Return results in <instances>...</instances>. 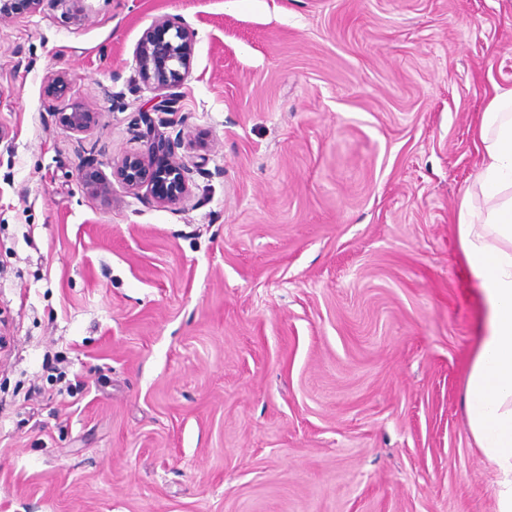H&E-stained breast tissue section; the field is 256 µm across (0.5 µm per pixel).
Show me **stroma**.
Here are the masks:
<instances>
[{
  "mask_svg": "<svg viewBox=\"0 0 512 512\" xmlns=\"http://www.w3.org/2000/svg\"><path fill=\"white\" fill-rule=\"evenodd\" d=\"M161 16L195 33L176 210L112 176ZM498 85L512 0H12L0 512H496L455 214ZM71 112H58V120L72 132L77 134L87 133L94 122L93 112L88 110L82 104H72Z\"/></svg>",
  "mask_w": 512,
  "mask_h": 512,
  "instance_id": "stroma-1",
  "label": "stroma"
}]
</instances>
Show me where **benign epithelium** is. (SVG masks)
Wrapping results in <instances>:
<instances>
[{"label": "benign epithelium", "instance_id": "benign-epithelium-1", "mask_svg": "<svg viewBox=\"0 0 512 512\" xmlns=\"http://www.w3.org/2000/svg\"><path fill=\"white\" fill-rule=\"evenodd\" d=\"M194 32L179 21L166 16L155 19L139 40L135 59L139 77L143 83L155 90H165L178 86L184 79L193 51ZM173 111V101L160 97L149 108L140 112V122L147 133L156 132V124H166L164 119H155L153 114ZM58 120L72 132L84 134L94 122V113L81 104L71 106L69 112L57 113ZM185 130L176 134V140L158 135V140L150 143L144 153L126 156L113 171L128 189L139 192L144 189L157 204L171 209L177 208L191 191L193 169L177 158L173 151L176 141H181ZM164 149L166 157L154 158L159 149ZM85 189L93 195L106 196L110 185L98 170L89 168L82 175Z\"/></svg>", "mask_w": 512, "mask_h": 512}]
</instances>
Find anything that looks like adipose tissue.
Instances as JSON below:
<instances>
[{"mask_svg":"<svg viewBox=\"0 0 512 512\" xmlns=\"http://www.w3.org/2000/svg\"><path fill=\"white\" fill-rule=\"evenodd\" d=\"M477 137V189L456 211L480 309L464 409L476 448L497 474L496 512H512V87H495Z\"/></svg>","mask_w":512,"mask_h":512,"instance_id":"obj_1","label":"adipose tissue"}]
</instances>
